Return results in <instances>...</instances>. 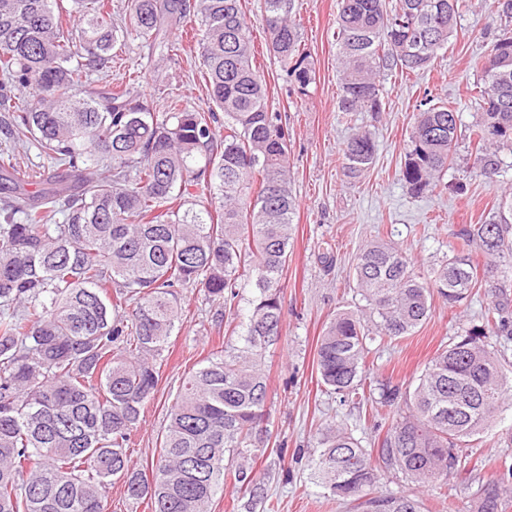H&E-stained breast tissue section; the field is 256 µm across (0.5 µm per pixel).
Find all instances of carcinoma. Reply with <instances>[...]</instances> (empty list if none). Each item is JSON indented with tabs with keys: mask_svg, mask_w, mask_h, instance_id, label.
Instances as JSON below:
<instances>
[{
	"mask_svg": "<svg viewBox=\"0 0 512 512\" xmlns=\"http://www.w3.org/2000/svg\"><path fill=\"white\" fill-rule=\"evenodd\" d=\"M0 0V112L5 135L34 146L36 170L0 156V512H105L112 482L152 512H208L220 484L258 494L267 448L263 352L280 334L281 280L293 235L284 129L268 109L240 0H128L112 24L104 0ZM463 0H340V111L379 112L381 72L424 71L457 32ZM292 0H264L269 48L301 90L315 71L301 50ZM197 24L201 73L215 106L165 112L118 84L90 87L129 37L172 48L166 32ZM474 165L498 186L496 149L512 142V33L481 60ZM224 112V135L212 129ZM458 113L428 98L410 131L402 180L436 187L458 148ZM370 135L348 138L344 169H368ZM26 185L40 189L28 192ZM459 249L423 281L393 244L359 252L356 288L369 313L338 311L317 344L321 386L340 401L395 410L377 447L330 428L319 484L362 512H419L409 496H374L378 459L423 485L448 480L512 396L490 338L512 336V225L500 213L464 225ZM224 304L252 289L242 345L218 350L182 383L158 465L134 467L128 446L159 382L157 361L181 320L175 289ZM485 290L484 321L463 329L412 387L367 383L371 345L412 334L437 296L454 308ZM133 304L128 311L123 308ZM512 464L481 485L475 512H509Z\"/></svg>",
	"mask_w": 512,
	"mask_h": 512,
	"instance_id": "1",
	"label": "carcinoma"
}]
</instances>
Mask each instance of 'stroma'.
I'll return each instance as SVG.
<instances>
[{
    "mask_svg": "<svg viewBox=\"0 0 512 512\" xmlns=\"http://www.w3.org/2000/svg\"><path fill=\"white\" fill-rule=\"evenodd\" d=\"M263 6V0H242L270 110L288 131L290 188L296 201L293 243L282 279L280 337L263 360L270 437L256 462V476L267 496L249 497L229 481L218 489L211 512H360L356 503L328 496L312 480V460L322 432L330 427L351 429L363 447H373L378 438L374 424L388 411L366 401L341 402L321 387L317 341L336 311L365 307L353 280L360 247L376 239L391 242L425 276L447 258L462 225L482 223L496 211L500 192L479 176L471 156L470 130L479 110L473 88L480 79V61L498 35L512 32V20L499 16L494 0L484 6L476 2L462 12L457 35L428 69L416 75L385 73L381 111L346 115L339 110V0H295L292 18L316 74L304 91L266 49ZM167 38L175 48L165 53L143 40H129L111 72L94 74L96 85L132 83L160 111L174 98L189 109L207 110L210 100L199 74L197 43L178 30L169 31ZM426 97L457 109L459 147L443 185L415 196L402 181L400 168L416 107ZM357 130L370 133L376 155L367 171L351 178L343 170V148ZM457 182L464 184V192L453 191ZM178 297L184 322L169 340L158 389L144 407L129 449L137 468L147 471L156 466L160 437L184 378L213 350L238 344L227 333L233 317L222 301L195 287L179 289ZM490 304L483 293L453 309L433 300L430 317L413 335L374 346L368 379L375 384L414 382L459 326L480 323ZM468 454L466 469L450 474L447 484L427 489L400 473L379 469L373 493L409 495L420 512H474L476 490L492 476L495 459L512 457V399Z\"/></svg>",
    "mask_w": 512,
    "mask_h": 512,
    "instance_id": "obj_1",
    "label": "stroma"
}]
</instances>
